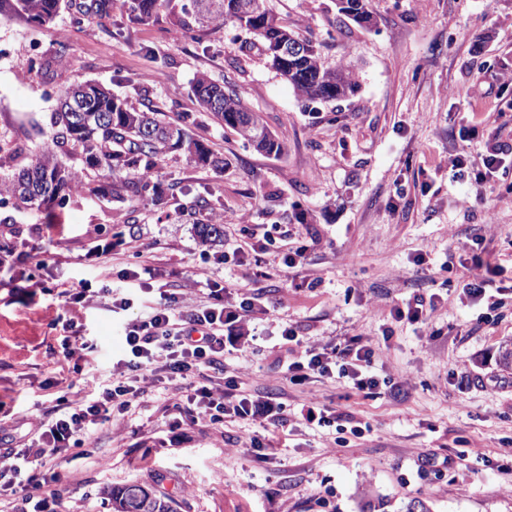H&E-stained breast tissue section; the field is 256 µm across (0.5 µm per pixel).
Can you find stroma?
Here are the masks:
<instances>
[{
    "label": "stroma",
    "mask_w": 512,
    "mask_h": 512,
    "mask_svg": "<svg viewBox=\"0 0 512 512\" xmlns=\"http://www.w3.org/2000/svg\"><path fill=\"white\" fill-rule=\"evenodd\" d=\"M75 2L62 0L56 20L41 26L15 0H0L8 50L0 56V142L14 150L15 166L51 135L58 91L95 80L133 106L152 104L162 120L186 123L224 167L167 153L156 176L162 209L145 197L119 203L84 189L43 212L0 208V244L22 253L0 277V425L23 436L58 396L77 402L108 384L124 356L125 323L162 289L192 309L209 281L267 287L270 305L244 318V337L276 334L284 322L317 346L364 336L376 350L375 372L400 389L367 396L320 376L291 385L281 371L287 346L228 354L233 375L278 394L292 415L317 405L364 428L358 437L303 423L271 428L259 457L237 424L189 420L181 380L142 372L135 406L98 426L92 457L70 449L53 457L57 512H112L110 492L133 486L170 498L175 512H406L417 501L428 512H512V471L501 469L512 448V370L499 362L512 341V162L480 185L439 167L460 152L477 154L487 136L512 141V87L499 80L512 70V0H369L370 28L338 17L335 0H268L320 43L325 65L355 66L358 93L328 103L297 97L258 49H242L246 35L232 25L184 33L166 18L132 23L118 10L76 24ZM33 46L42 65L34 72L26 65ZM201 73L231 85L284 153H257L201 112L191 90ZM470 128L477 134L469 140ZM465 193L481 199L463 208ZM239 214L305 239L303 269H288L274 247L256 263H222L238 238L231 230L223 245L199 243L196 224ZM46 224L61 230L44 236ZM480 238L503 272L476 303L462 288L461 262ZM140 260L153 293L122 276ZM63 281L88 284L89 301L65 309L56 290ZM105 286L126 289L132 308L111 313ZM433 293L440 304L424 325L390 323L391 307ZM67 317L98 346L94 365L64 355ZM467 441L485 449L490 465L471 463Z\"/></svg>",
    "instance_id": "35a3bbf8"
}]
</instances>
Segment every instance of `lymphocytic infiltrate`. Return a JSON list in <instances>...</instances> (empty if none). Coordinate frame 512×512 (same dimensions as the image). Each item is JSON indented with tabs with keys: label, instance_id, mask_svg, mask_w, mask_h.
<instances>
[{
	"label": "lymphocytic infiltrate",
	"instance_id": "obj_1",
	"mask_svg": "<svg viewBox=\"0 0 512 512\" xmlns=\"http://www.w3.org/2000/svg\"><path fill=\"white\" fill-rule=\"evenodd\" d=\"M512 157V145L487 139L478 162L460 153L450 160L452 168L469 169L475 183H483L499 166L503 156ZM227 289L210 283L197 309L186 312L166 296L146 315L128 322L124 328L126 359L115 365L111 385L91 391L77 404L58 397L56 405L25 445L11 447L15 462L0 470V503L22 501L23 512H51L57 477L42 466L61 449L86 445L95 426L110 419L113 410H127L140 389L139 374L144 370L165 371L187 378L184 411L192 419L210 423L232 420L250 426V445L263 447L262 428L285 426L291 418L285 403L271 396H257L242 386L237 377L216 382L214 375L224 369L228 349H240L243 317L256 312L265 294L255 287L243 292L237 303L226 299ZM280 340L292 343V356L282 364L289 382L299 383L309 376L336 375L349 379L354 390L377 393L382 387L374 371L375 352L371 343L350 336L333 345L316 347L303 344L295 327L283 326Z\"/></svg>",
	"mask_w": 512,
	"mask_h": 512
}]
</instances>
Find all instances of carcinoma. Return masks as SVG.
<instances>
[{"label":"carcinoma","mask_w":512,"mask_h":512,"mask_svg":"<svg viewBox=\"0 0 512 512\" xmlns=\"http://www.w3.org/2000/svg\"><path fill=\"white\" fill-rule=\"evenodd\" d=\"M61 0H16L17 10L30 20L48 24ZM99 11L118 9L133 21L146 22L163 14L171 26L183 32L208 30L228 23L254 37L266 64L296 95L309 102H331L355 95L360 84L353 68L325 66L320 46L291 29L267 6V0H93ZM338 15L370 26L374 23L368 0H336ZM292 44L284 54L280 47ZM202 112H209L235 130L256 151L280 155L285 146L273 136L259 113L250 110L236 92L198 76L192 86ZM51 142L29 164L0 175V206L12 203L18 212L40 211L67 203L82 174L62 164L56 149L72 145L82 150L84 169L96 175L93 195L121 201L125 196H148L156 205L165 198L154 182L158 161L171 151L215 168L224 159L193 138L187 127L158 119L149 106L135 108L97 81H84L61 90L51 116ZM196 234L206 245L224 241V225L198 224ZM113 512H173L170 502L141 488L112 494Z\"/></svg>","instance_id":"cac0c4a2"}]
</instances>
